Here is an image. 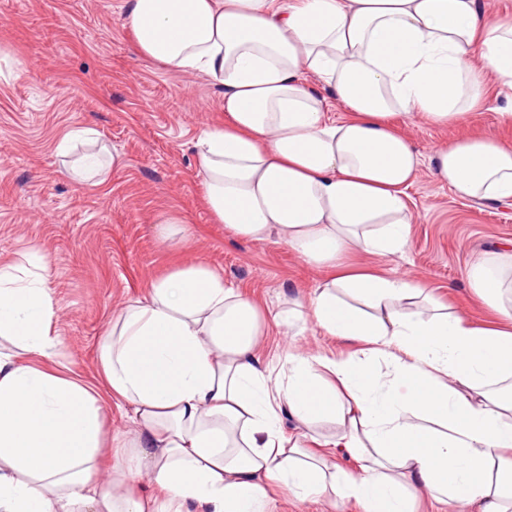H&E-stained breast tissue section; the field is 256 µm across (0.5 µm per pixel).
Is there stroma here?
Masks as SVG:
<instances>
[{"label": "stroma", "instance_id": "stroma-1", "mask_svg": "<svg viewBox=\"0 0 512 512\" xmlns=\"http://www.w3.org/2000/svg\"><path fill=\"white\" fill-rule=\"evenodd\" d=\"M126 10L127 0H0V261L45 257L57 336L49 365L96 388L113 316L185 261L221 270L275 312L306 300L325 277L282 237L243 240L214 221L191 144L223 122L221 91L204 76L140 55ZM505 112H512V89L493 84L484 106L457 125L406 124L422 161L408 191L409 243L382 257L356 250L350 261L426 281L457 315L493 321L466 270L475 255L512 241V205L459 199L433 180L430 165L439 147L469 133L512 146ZM84 127L121 157L97 186L68 180L56 150L66 131ZM170 214L183 222L182 244L157 232ZM342 348L314 328L297 336L273 323L261 359L276 384L285 379L277 361L285 350Z\"/></svg>", "mask_w": 512, "mask_h": 512}]
</instances>
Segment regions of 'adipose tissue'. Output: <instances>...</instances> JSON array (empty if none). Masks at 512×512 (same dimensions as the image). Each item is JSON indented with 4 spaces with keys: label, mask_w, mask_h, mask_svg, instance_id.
<instances>
[{
    "label": "adipose tissue",
    "mask_w": 512,
    "mask_h": 512,
    "mask_svg": "<svg viewBox=\"0 0 512 512\" xmlns=\"http://www.w3.org/2000/svg\"><path fill=\"white\" fill-rule=\"evenodd\" d=\"M126 22L141 55L223 88V124L193 145L208 210L324 269L312 320L353 351L284 354L288 378L271 386L264 308L186 262L113 316L102 394L44 366L56 338L42 258L0 263V512H275L285 492L359 512H417L422 497L512 512V273L490 257L467 269L501 316L486 327L426 282L346 262L406 247L421 160L400 124L446 127L489 83L512 88V22L481 0H128ZM430 171L458 198L512 201L497 137L452 140ZM105 399L123 435H107ZM320 423L358 472L310 449Z\"/></svg>",
    "instance_id": "obj_1"
}]
</instances>
